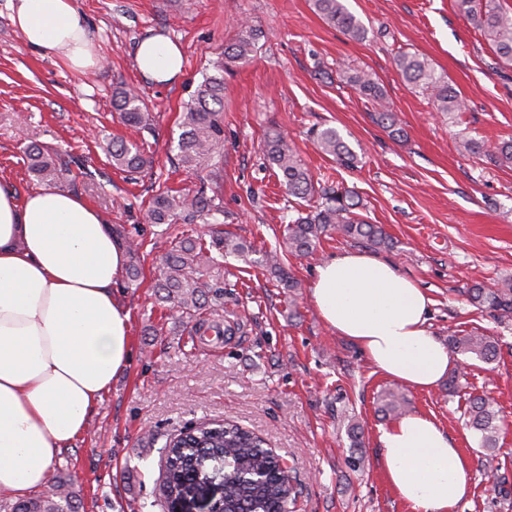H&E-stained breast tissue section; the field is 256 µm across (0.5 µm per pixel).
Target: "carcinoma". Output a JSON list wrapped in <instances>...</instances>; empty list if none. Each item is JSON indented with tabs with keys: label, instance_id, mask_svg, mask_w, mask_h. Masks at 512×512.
I'll return each mask as SVG.
<instances>
[{
	"label": "carcinoma",
	"instance_id": "cac0c4a2",
	"mask_svg": "<svg viewBox=\"0 0 512 512\" xmlns=\"http://www.w3.org/2000/svg\"><path fill=\"white\" fill-rule=\"evenodd\" d=\"M317 13L331 26L340 29L353 40L366 36L364 25L341 3V0H313ZM456 5L486 39L505 66H512V9L500 0H456ZM260 31L246 27L234 41L224 48V54L205 69L191 100L180 115L181 133L178 137V160L186 172L198 174L207 169L219 170L224 143V71L238 63L249 61L258 50ZM394 64L409 84L429 93L436 110L452 119L465 109L456 89L443 74L436 73L427 58L419 54L400 53ZM347 82L363 96L380 101L383 93L371 74L349 70ZM113 117L124 125L151 129V113L140 94L124 85L112 91ZM382 126L395 139L404 131L396 113L385 108L378 113ZM314 139L320 152L344 167H353L357 155L351 150L338 131L332 127L318 129ZM266 157L280 185L288 195L308 199L319 195L321 203L316 210L288 222L286 244L296 254L314 251L320 238L329 231H336L346 238L371 247L389 244V238L379 224H369L357 218L354 194L345 187L329 186L316 189L313 177L302 161L298 150L281 132L267 135L264 141ZM466 152L486 154L505 166L512 165V141H502L486 146L482 140L469 139L463 143ZM112 167L128 173H139L152 167L153 158L137 144L116 137L107 144ZM29 168L47 185H55L69 162L47 146L30 143L25 148ZM220 212L218 181L201 183L193 194H185L166 185H158L148 201L146 214L151 224H194ZM222 255L247 256L253 247L229 233H218L212 239ZM162 276L157 288L161 300L173 305L180 317L193 321L205 306L206 297L221 298L224 291L210 293L218 287L205 279L204 270L213 266L207 249L191 238L171 244L162 258ZM255 264L277 274L284 287L292 290L299 282L281 266L278 254L263 252ZM469 298L477 308L490 313L512 314V278L502 280L500 287L487 291L475 286ZM448 346L457 354L468 355L486 364L494 362L500 352L498 343L488 336H451ZM410 399L401 390L389 388L379 395L378 411L385 416H397L406 411ZM468 424L474 430L479 445L486 451L484 460L493 461L501 431L498 412L483 396L470 398L466 409ZM170 468L160 486L161 495L174 502L196 487L215 478L224 483V512H274L288 503L293 492L292 476L279 470L272 452L265 442L248 429L231 422L199 423L188 433H179L166 442ZM6 512H79L76 495L67 482L53 479L48 490L37 498L19 499L7 506Z\"/></svg>",
	"mask_w": 512,
	"mask_h": 512
}]
</instances>
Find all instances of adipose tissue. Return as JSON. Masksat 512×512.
<instances>
[{
	"instance_id": "1",
	"label": "adipose tissue",
	"mask_w": 512,
	"mask_h": 512,
	"mask_svg": "<svg viewBox=\"0 0 512 512\" xmlns=\"http://www.w3.org/2000/svg\"><path fill=\"white\" fill-rule=\"evenodd\" d=\"M25 42L82 71L99 60L74 0H16ZM158 83L176 78L180 47L157 35L135 54ZM126 248L103 214L71 191L16 202L0 185V496L43 488L55 459L87 429L132 355L131 311L117 287ZM310 301L380 375L434 389L454 356L428 328L431 299L387 260L345 251L316 268ZM387 483L412 512H455L470 494L468 463L447 430L421 412L381 428Z\"/></svg>"
}]
</instances>
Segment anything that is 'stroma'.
Instances as JSON below:
<instances>
[{
  "label": "stroma",
  "instance_id": "stroma-1",
  "mask_svg": "<svg viewBox=\"0 0 512 512\" xmlns=\"http://www.w3.org/2000/svg\"><path fill=\"white\" fill-rule=\"evenodd\" d=\"M367 29L355 41L330 27L312 0H76L84 14L97 67L75 71L59 57L28 46L11 20V0H0V183L25 198L41 184L23 150L46 145L72 162L61 186L82 196L126 237L144 240L129 262L138 281L122 280L131 311L133 354L113 382L86 432L62 452L51 473L67 481L83 512H166L158 495L168 437L202 421L236 422L285 457L299 491L293 512H411L386 482L378 434L387 424L377 411L392 379L377 374L363 353L337 336L312 308L309 291L320 261L355 249L338 233L296 256L283 234L306 201L286 196L263 156L267 130L296 143L320 185L355 191L358 212L382 225L388 246L375 256L392 261L433 299V335L470 333L494 338L497 361H471L456 391L409 390L414 410L432 415L465 455L472 494L456 512H512V315H493L470 303L467 290L495 289L512 277V168L466 153L461 142L488 144L512 138V68L499 64L488 42L461 15L455 0H343ZM260 29L259 50L224 74L225 231L259 250H280L281 263L300 286L288 291L267 269L241 257L219 266L224 297L209 301L195 324L159 301L154 284L173 238L211 242L209 224L148 223L145 206L158 184L194 192L202 177L176 159L177 116L209 59L242 25ZM162 35L180 47L183 69L168 83L145 78L135 50ZM425 56L447 75L466 109L451 119L430 97L405 82L394 58ZM371 73L383 101L341 81V67ZM134 86L155 118L138 130L112 118V91ZM397 113L407 136L396 140L372 116ZM332 126L355 151L358 165L344 169L321 154L312 128ZM146 143L154 168L129 176L106 154L112 136ZM300 316H288L289 305ZM488 396L504 426L493 468L480 466L478 439L465 425L469 396ZM362 429L352 447L348 421ZM363 457L350 470L348 457Z\"/></svg>",
  "mask_w": 512,
  "mask_h": 512
}]
</instances>
